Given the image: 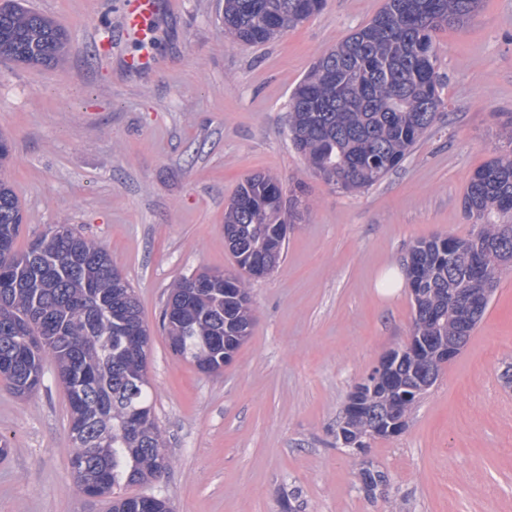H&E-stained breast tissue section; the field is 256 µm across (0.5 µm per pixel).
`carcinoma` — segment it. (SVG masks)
Returning a JSON list of instances; mask_svg holds the SVG:
<instances>
[{
  "label": "carcinoma",
  "instance_id": "1",
  "mask_svg": "<svg viewBox=\"0 0 512 512\" xmlns=\"http://www.w3.org/2000/svg\"><path fill=\"white\" fill-rule=\"evenodd\" d=\"M325 0H224V34L262 45L319 13ZM481 0H384L381 10L336 47L323 53L289 98L288 132L313 174L343 191L379 182L434 128L444 102L436 63L438 31L466 22ZM66 31L20 0L0 4V56L28 67L51 66L63 57ZM502 137L511 150L497 153L473 173L464 207L478 225L468 238L419 240L406 260L414 309L411 339L443 343L469 336L486 311L500 271L512 267V122ZM308 209L305 186L283 192L280 180L255 173L242 183L224 212V235L238 246L228 280L200 269L170 287L162 327L173 354L206 373L224 369V349L238 350L239 327L255 321L251 272L267 253L284 256L288 227ZM23 210L11 185L0 179V378L20 396L36 391L44 362L57 366L64 388L84 385L70 407V458L81 462L83 493L112 496L111 512H170L165 502L118 490L161 477L170 466L156 422L146 375L150 341L134 290L108 252L74 227L51 232L27 249L15 247ZM477 305L466 326L455 316L459 295ZM420 372L408 357L398 366L402 387L375 391L391 400L399 423L374 421L361 411L345 431L362 448L402 432L419 396L406 389ZM110 453L99 455V440ZM365 492L384 493L386 475L362 469Z\"/></svg>",
  "mask_w": 512,
  "mask_h": 512
}]
</instances>
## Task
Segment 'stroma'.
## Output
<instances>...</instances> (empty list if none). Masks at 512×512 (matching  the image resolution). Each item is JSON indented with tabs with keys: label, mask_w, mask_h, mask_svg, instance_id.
I'll list each match as a JSON object with an SVG mask.
<instances>
[{
	"label": "stroma",
	"mask_w": 512,
	"mask_h": 512,
	"mask_svg": "<svg viewBox=\"0 0 512 512\" xmlns=\"http://www.w3.org/2000/svg\"><path fill=\"white\" fill-rule=\"evenodd\" d=\"M384 0H326L321 12L260 46L225 37L224 0H163L150 50L120 38L123 0H30L66 29L65 61L0 58V177L25 216L17 249L55 224L109 252L150 332L153 412L171 467L126 495L172 512H512V270H504L465 346L398 436L356 455L336 443L348 394L387 351L408 342V287L378 281L412 246L477 226L463 206L474 170L504 150L512 121V0H483L436 36L439 119L377 184L344 192L307 168L288 137V100L315 60ZM304 180L309 209L284 260L252 281L251 335L205 374L171 351L160 315L169 287L198 268L231 272L224 209L248 176ZM70 411L53 363L38 391L0 380V512H107L69 466ZM388 477L364 491L359 472Z\"/></svg>",
	"instance_id": "1"
}]
</instances>
